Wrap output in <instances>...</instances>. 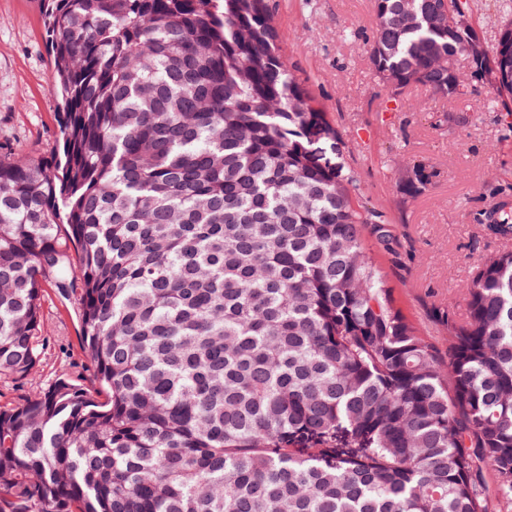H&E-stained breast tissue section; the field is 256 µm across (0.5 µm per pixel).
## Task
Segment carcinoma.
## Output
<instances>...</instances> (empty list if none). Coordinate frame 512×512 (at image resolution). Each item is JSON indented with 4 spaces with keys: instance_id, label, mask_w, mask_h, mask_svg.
I'll return each mask as SVG.
<instances>
[{
    "instance_id": "1",
    "label": "carcinoma",
    "mask_w": 512,
    "mask_h": 512,
    "mask_svg": "<svg viewBox=\"0 0 512 512\" xmlns=\"http://www.w3.org/2000/svg\"><path fill=\"white\" fill-rule=\"evenodd\" d=\"M61 152L0 157V375L38 361L43 282L80 288L98 391L0 407V512H488L512 504V250L465 285L448 359L374 263L388 225L279 45L269 0H44ZM392 95L456 74L468 0H373ZM433 172L401 183L418 195ZM512 240V203L481 214Z\"/></svg>"
}]
</instances>
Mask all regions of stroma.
Listing matches in <instances>:
<instances>
[{
  "instance_id": "1",
  "label": "stroma",
  "mask_w": 512,
  "mask_h": 512,
  "mask_svg": "<svg viewBox=\"0 0 512 512\" xmlns=\"http://www.w3.org/2000/svg\"><path fill=\"white\" fill-rule=\"evenodd\" d=\"M281 43L296 74L312 84L340 131L360 187L393 224L395 241L375 260L395 305L438 346L446 318L466 315L463 293L477 265L502 241L476 223L493 189L512 191V136L487 89L453 100L424 87L390 99L365 54L375 27L372 0H270ZM41 0H0V156L58 153L59 106ZM417 164L434 176L414 197L400 184ZM39 363L27 377L0 376V406L37 398L60 373L93 388L82 350L80 294L45 286Z\"/></svg>"
}]
</instances>
